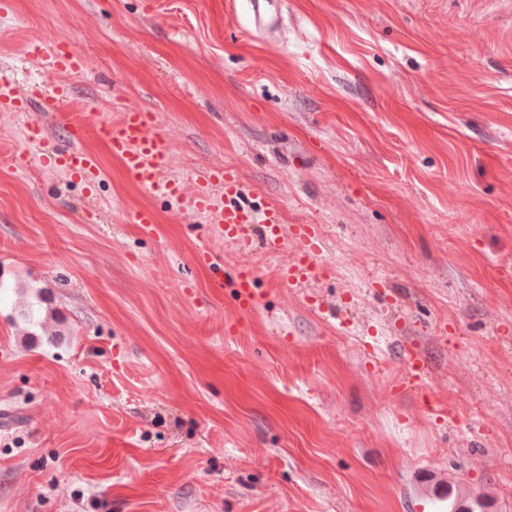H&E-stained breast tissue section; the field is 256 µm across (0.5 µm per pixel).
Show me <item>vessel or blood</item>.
I'll use <instances>...</instances> for the list:
<instances>
[{"instance_id": "vessel-or-blood-1", "label": "vessel or blood", "mask_w": 512, "mask_h": 512, "mask_svg": "<svg viewBox=\"0 0 512 512\" xmlns=\"http://www.w3.org/2000/svg\"><path fill=\"white\" fill-rule=\"evenodd\" d=\"M33 54H46L53 68L79 70L83 64L81 56L70 46L61 44L45 49L41 45H30ZM95 130L112 156L118 159L127 177L134 183L156 195L172 196L180 189L178 180L167 174L170 146L157 130L155 117L140 107L127 105L122 109V117L116 123L97 124ZM83 137L82 130L71 133L72 143L46 154L47 163L62 167L73 175L83 179L87 185H94L99 168L96 159L78 148L77 143ZM253 213L245 207L226 209L223 216L224 233L228 239H239L244 225L253 223ZM314 270L313 245L304 241L297 256V265L282 268V283L294 278L295 268ZM256 273L253 268L243 266L234 273L235 302L244 311L255 309L259 299L255 293Z\"/></svg>"}]
</instances>
